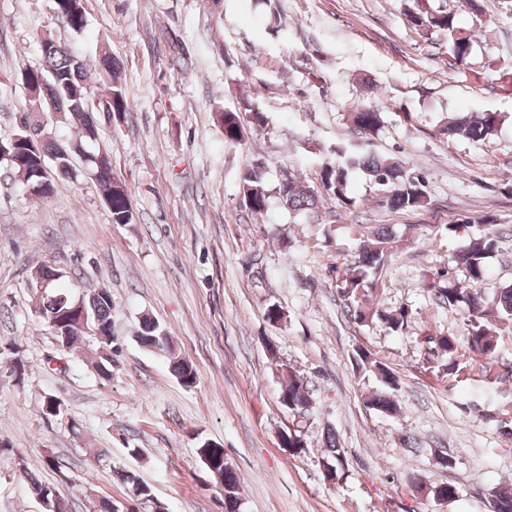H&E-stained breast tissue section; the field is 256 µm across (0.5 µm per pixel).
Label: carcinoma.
<instances>
[{
	"mask_svg": "<svg viewBox=\"0 0 512 512\" xmlns=\"http://www.w3.org/2000/svg\"><path fill=\"white\" fill-rule=\"evenodd\" d=\"M55 12L66 19L69 28L76 34L82 33L87 26V17L81 0H53ZM409 22L418 31L429 33L445 31L448 33L449 55L454 63L462 65L470 54L472 42L469 35L458 31L454 18L445 12H431L421 9L409 14ZM100 73L110 79L107 96L110 111L120 114L129 108V100L121 83L118 81L120 65L112 60V56L104 54L99 60ZM22 84L45 85V92L34 99L36 104H46L56 112H66L79 124L78 136L71 141H62L57 137H46L41 143V154L46 168L38 170L23 152L22 143L15 160L10 167L16 177H27V183L37 187L32 192L35 197H46L53 191L52 175H70L72 157L88 150V146L98 140V125L91 123L88 116V91L92 90L84 61L69 48L60 44L58 48L42 56V62L35 68L21 70ZM366 98L357 104L351 113V122L355 130L364 138L374 135L382 124V112L373 102L377 96L375 88L364 85ZM267 116L251 102L243 101L239 106L220 115V126L224 133V142L237 144L241 139V131L247 125L262 126ZM502 123V115L498 112H482L475 115L456 117L448 120L444 131L450 137H462L475 143L489 140ZM99 153H92L87 166L96 174V180L105 193L112 188V168L108 157H103V164L95 163ZM361 172L374 184L385 190L383 203L393 210L413 211L427 205L422 177L415 175L399 162L379 157L367 150V143L338 145L333 150V158L321 164L320 176L324 189L329 191L338 205L345 209L355 206V200L348 194L351 176ZM241 192L243 204L253 214L267 208L269 198L275 194L288 210L305 213L319 207V196L309 187L300 184L294 178L288 183H278L269 189L267 170L264 163L256 161L241 176ZM109 211L114 224L133 223V211L130 195L111 194ZM485 223L482 234L474 238L470 244L459 251L455 257L457 268L464 272V279L448 277L444 283L432 284V292L439 302L450 309L463 308L468 311L469 319L465 334L439 333L423 337L426 345V364H433L438 371L451 378H458L468 364L474 361L491 362L498 354V340L504 328L512 325V285L499 290L491 299L479 289L486 275L488 259L496 247L494 220L484 216ZM394 239L389 227L383 226L370 235L359 239L354 261L347 265L336 276L337 288L344 298V306L350 320L359 325L378 323L390 333L402 332L410 322V311L406 308L379 309L367 305L365 290L373 289L386 267L391 256V243ZM45 283L47 297L42 299V312L59 313L73 304V299L61 286L55 269L49 266L39 268ZM55 298V307H49L48 297ZM86 316L67 318L60 316L62 328L72 336L71 344H76L78 337L95 329L104 332L112 330V294L100 290L93 296L85 297ZM140 343L146 347L158 346L171 349V343L164 341V333L150 318H143L137 333ZM358 372L373 375L383 386L379 392H371L364 404L384 414L399 411L395 391L398 380L387 367L378 361L374 354L364 348H358L353 356ZM172 371L185 385L196 381V371L189 362L177 359L173 362ZM309 390L304 381L295 374H287L280 394L281 405L293 415L303 414L307 407ZM326 447L329 448V460L325 468L334 472L336 481L346 478L344 458L338 449L336 434L327 432ZM199 456L210 461L217 469L223 481L225 494V512H237L239 497V478L235 471L224 460L222 445L211 442L202 443ZM33 494L37 497L46 496L51 505V512H68L67 502L55 490L36 480H31ZM428 495L441 502H452L458 497V489L450 483H442L432 487ZM494 512H512V483H503L489 493Z\"/></svg>",
	"mask_w": 512,
	"mask_h": 512,
	"instance_id": "obj_1",
	"label": "carcinoma"
}]
</instances>
